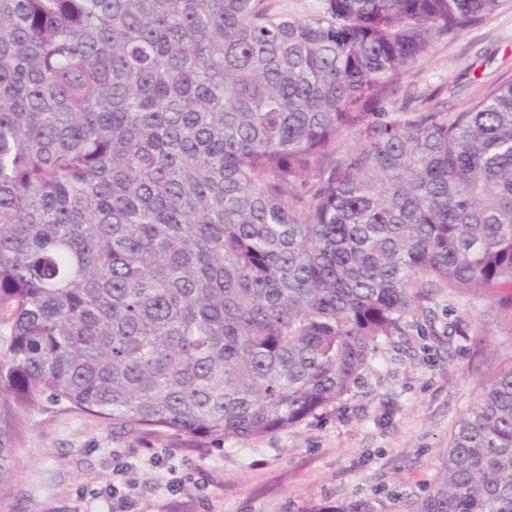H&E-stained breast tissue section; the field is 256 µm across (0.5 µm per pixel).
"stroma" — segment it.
I'll list each match as a JSON object with an SVG mask.
<instances>
[{
	"label": "stroma",
	"instance_id": "35a3bbf8",
	"mask_svg": "<svg viewBox=\"0 0 512 512\" xmlns=\"http://www.w3.org/2000/svg\"><path fill=\"white\" fill-rule=\"evenodd\" d=\"M512 81V0L453 40L437 43L403 78L432 106L463 112ZM512 289L434 291L403 336L341 400L287 431L216 446L175 432L119 428L43 402L17 443L0 512H105L118 467L139 485L138 512H306L370 499L403 512L424 497L451 432L482 386L512 365ZM188 484L164 486L168 469Z\"/></svg>",
	"mask_w": 512,
	"mask_h": 512
}]
</instances>
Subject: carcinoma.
Segmentation results:
<instances>
[{
	"mask_svg": "<svg viewBox=\"0 0 512 512\" xmlns=\"http://www.w3.org/2000/svg\"><path fill=\"white\" fill-rule=\"evenodd\" d=\"M261 2L0 0V486L45 398L257 439L351 392L433 289L512 287V82L383 109L498 0ZM404 512H512V366ZM264 5L272 15L307 19L323 14L326 0H264Z\"/></svg>",
	"mask_w": 512,
	"mask_h": 512,
	"instance_id": "cac0c4a2",
	"label": "carcinoma"
}]
</instances>
